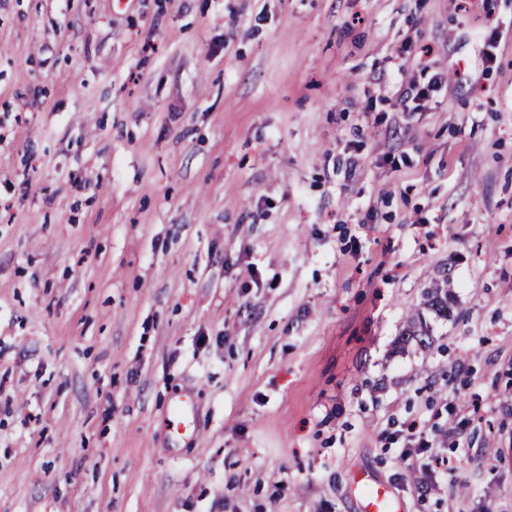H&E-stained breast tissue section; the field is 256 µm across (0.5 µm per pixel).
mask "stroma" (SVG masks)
Listing matches in <instances>:
<instances>
[{"mask_svg":"<svg viewBox=\"0 0 512 512\" xmlns=\"http://www.w3.org/2000/svg\"><path fill=\"white\" fill-rule=\"evenodd\" d=\"M363 475L512 512V0H0V512ZM448 282L440 284L433 281L423 290V307L415 308L409 312L405 320V330L401 335L402 347L416 343L420 347H428L431 344V331L427 324L424 311L434 313L438 317L448 318L450 315V294L446 288Z\"/></svg>","mask_w":512,"mask_h":512,"instance_id":"stroma-1","label":"stroma"}]
</instances>
